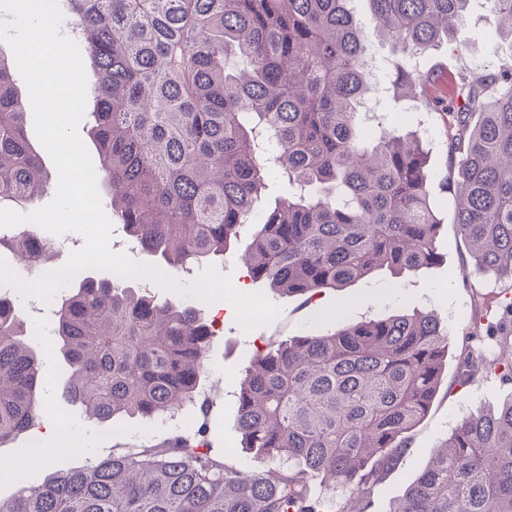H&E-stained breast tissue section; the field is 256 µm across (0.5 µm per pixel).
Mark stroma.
Listing matches in <instances>:
<instances>
[{"mask_svg": "<svg viewBox=\"0 0 512 512\" xmlns=\"http://www.w3.org/2000/svg\"><path fill=\"white\" fill-rule=\"evenodd\" d=\"M497 18L489 0H471L470 26L466 46L452 48L448 43L426 51L418 60L421 71L438 67L447 71L488 72L493 62L502 61L501 49L490 42L486 34L492 31ZM378 92L376 109L384 115L388 128L415 131L428 150L432 177H439L448 167V138L441 111L417 99L393 102L387 92V69L391 57L389 47L375 48ZM443 224L437 241L440 259L410 276L394 277L381 272L339 290H324L314 296L281 295L260 281L251 280L242 255L244 244H236L216 262L218 272L231 275L234 285L244 293H265L279 314L270 324L244 332L234 310L221 314L208 357L211 371L206 376L212 403L209 410L211 425L220 434V448L230 465L244 471L260 469L262 463L253 452L242 448L236 428V376L244 373L259 350L267 345L303 335L325 333L331 326L329 312L341 310L346 321L385 318L399 311L423 310L435 312L449 337L448 362L444 382L424 420L408 436L409 449L390 469L375 490L368 512H389L393 500L403 495L407 485L425 468L429 448L435 447L469 412L495 407L512 398V380L498 375H476L465 387H457L456 378L461 357L470 351L491 357L498 353L495 338L485 333L487 324L497 322L505 312L512 291L494 277L475 272L468 261L458 227L454 222L455 205L447 203L439 213ZM43 359L46 401L43 421L65 422L67 428L78 429L85 435L79 448L60 449L51 465L32 463L19 471L9 466L21 448L30 443L21 435L13 443L0 447V499L12 497L19 485L42 483L50 469L81 466L86 460L104 457L118 444L136 446L143 442L160 443L166 430H151L142 421L121 417L108 426L88 422L70 405L63 394L67 368L59 357L53 338L34 340Z\"/></svg>", "mask_w": 512, "mask_h": 512, "instance_id": "35a3bbf8", "label": "stroma"}]
</instances>
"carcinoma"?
<instances>
[{"label": "carcinoma", "mask_w": 512, "mask_h": 512, "mask_svg": "<svg viewBox=\"0 0 512 512\" xmlns=\"http://www.w3.org/2000/svg\"><path fill=\"white\" fill-rule=\"evenodd\" d=\"M351 2L63 0L99 74L90 116L103 200L160 266L224 256L276 167L306 192L253 225L252 280L307 295L439 260L442 221L420 137L383 130L369 142L358 113L373 43L406 56L464 44L469 0H367L366 19ZM490 6V37L512 57V0ZM13 69L0 50V208L34 203L48 179ZM448 78L401 65L394 85L445 113L455 224L477 271L512 284V64ZM4 246L41 269L53 255L33 231L0 233ZM51 305L64 393L86 419L146 421L187 407L194 424L53 471L0 500V512H322L315 478L350 491L340 512H367L426 417L448 355L432 311L338 319L324 335L259 352L241 380L237 428L245 447L288 468L242 473L213 452L199 398L213 337L201 313L81 276ZM500 345L492 360L462 359L458 383L479 371L512 378V336ZM44 400L40 355L0 296V447L35 425ZM390 512H512V399L465 416Z\"/></svg>", "instance_id": "cac0c4a2"}]
</instances>
